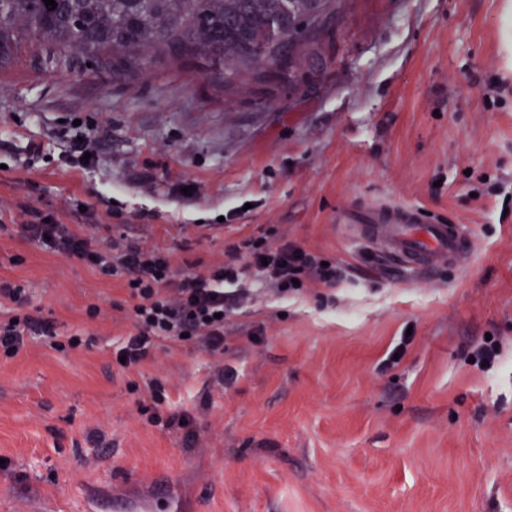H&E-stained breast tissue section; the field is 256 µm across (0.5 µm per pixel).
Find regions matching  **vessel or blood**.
Masks as SVG:
<instances>
[{
    "mask_svg": "<svg viewBox=\"0 0 512 512\" xmlns=\"http://www.w3.org/2000/svg\"><path fill=\"white\" fill-rule=\"evenodd\" d=\"M336 221L353 225L357 242L406 268L423 270L460 265L473 249L464 225L431 220L415 205L354 204L343 208Z\"/></svg>",
    "mask_w": 512,
    "mask_h": 512,
    "instance_id": "b4317fda",
    "label": "vessel or blood"
}]
</instances>
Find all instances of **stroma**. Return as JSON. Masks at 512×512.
Returning <instances> with one entry per match:
<instances>
[{"label": "stroma", "mask_w": 512, "mask_h": 512, "mask_svg": "<svg viewBox=\"0 0 512 512\" xmlns=\"http://www.w3.org/2000/svg\"><path fill=\"white\" fill-rule=\"evenodd\" d=\"M503 17L504 0H345L270 86L159 64L104 80L25 54L0 70V280L84 334L0 357V512H512ZM79 129L88 169L58 140ZM378 200L465 225L472 255L384 265L336 221ZM27 209L180 272L263 234L340 276L285 296L246 277L223 352L164 342L125 370L123 284L9 232Z\"/></svg>", "instance_id": "stroma-1"}]
</instances>
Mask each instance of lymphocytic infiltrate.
I'll use <instances>...</instances> for the list:
<instances>
[{"label": "lymphocytic infiltrate", "instance_id": "f902f5d3", "mask_svg": "<svg viewBox=\"0 0 512 512\" xmlns=\"http://www.w3.org/2000/svg\"><path fill=\"white\" fill-rule=\"evenodd\" d=\"M18 231L52 253L78 259L101 276L128 283L135 332L120 353L129 368L149 360L159 341L177 340L184 334L206 350L223 351V318L245 298L238 283L246 275L258 277L280 293L292 289L297 281L330 285L338 277L334 267L322 265L320 258L288 242L272 249L246 238L227 247L223 263H195L178 273L159 250L125 238L102 243L37 211L30 212ZM0 301L8 305L0 316L1 354L16 356L42 337L59 350L81 345L78 334L57 340L51 321L25 313L28 298L21 286L0 280Z\"/></svg>", "mask_w": 512, "mask_h": 512}]
</instances>
